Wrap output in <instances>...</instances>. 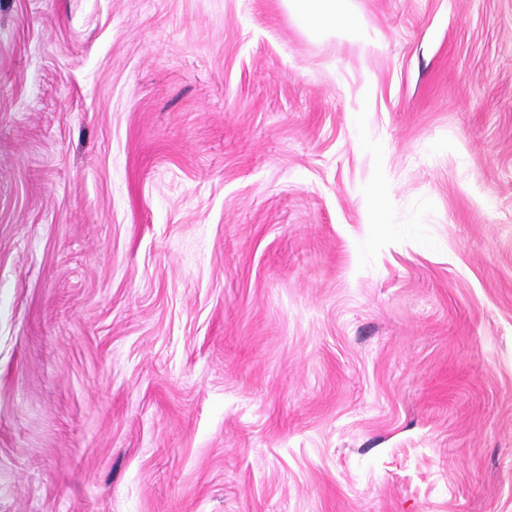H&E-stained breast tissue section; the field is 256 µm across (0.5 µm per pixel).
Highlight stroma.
<instances>
[{
	"instance_id": "stroma-1",
	"label": "stroma",
	"mask_w": 512,
	"mask_h": 512,
	"mask_svg": "<svg viewBox=\"0 0 512 512\" xmlns=\"http://www.w3.org/2000/svg\"><path fill=\"white\" fill-rule=\"evenodd\" d=\"M0 512H512V0H0ZM348 0H285L288 9L295 11L315 24H329L336 29V24L346 18L345 5Z\"/></svg>"
}]
</instances>
